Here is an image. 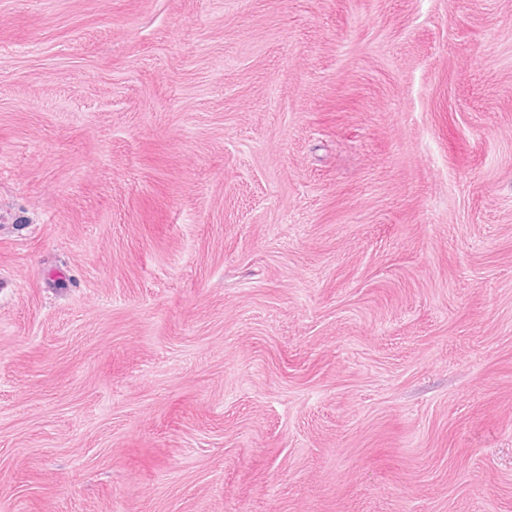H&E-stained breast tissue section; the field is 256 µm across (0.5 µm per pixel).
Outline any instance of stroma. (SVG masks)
I'll return each instance as SVG.
<instances>
[{"mask_svg": "<svg viewBox=\"0 0 512 512\" xmlns=\"http://www.w3.org/2000/svg\"><path fill=\"white\" fill-rule=\"evenodd\" d=\"M0 512H512V0H0Z\"/></svg>", "mask_w": 512, "mask_h": 512, "instance_id": "1", "label": "stroma"}]
</instances>
